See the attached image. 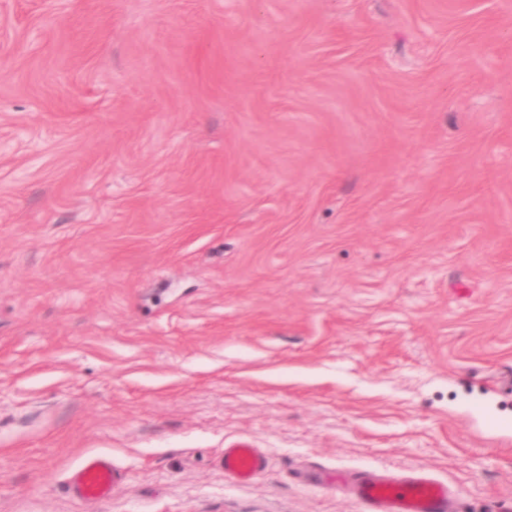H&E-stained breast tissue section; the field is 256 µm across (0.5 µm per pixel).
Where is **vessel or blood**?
I'll list each match as a JSON object with an SVG mask.
<instances>
[{"label":"vessel or blood","instance_id":"vessel-or-blood-1","mask_svg":"<svg viewBox=\"0 0 512 512\" xmlns=\"http://www.w3.org/2000/svg\"><path fill=\"white\" fill-rule=\"evenodd\" d=\"M265 467L258 449L241 443L224 451V473L240 482L251 480ZM120 480V473L106 454H92L77 468L72 483L76 496L97 500L106 496ZM358 495L369 512H448V487L418 472L401 480L369 478Z\"/></svg>","mask_w":512,"mask_h":512}]
</instances>
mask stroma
<instances>
[{
  "instance_id": "obj_1",
  "label": "stroma",
  "mask_w": 512,
  "mask_h": 512,
  "mask_svg": "<svg viewBox=\"0 0 512 512\" xmlns=\"http://www.w3.org/2000/svg\"><path fill=\"white\" fill-rule=\"evenodd\" d=\"M418 471L512 512V0H0V512ZM265 458L257 448L241 443L225 448L224 474L247 482L265 468ZM120 481V473L107 454H92L77 468L72 483L76 496L97 500L106 496Z\"/></svg>"
}]
</instances>
